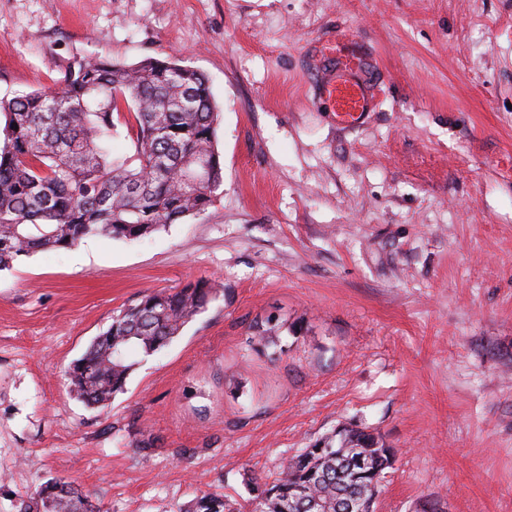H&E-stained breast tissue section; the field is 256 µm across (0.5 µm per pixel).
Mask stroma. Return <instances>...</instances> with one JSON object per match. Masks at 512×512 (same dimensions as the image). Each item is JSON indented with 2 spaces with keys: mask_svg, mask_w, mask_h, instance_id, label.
<instances>
[{
  "mask_svg": "<svg viewBox=\"0 0 512 512\" xmlns=\"http://www.w3.org/2000/svg\"><path fill=\"white\" fill-rule=\"evenodd\" d=\"M89 56L202 72L224 186L0 272V512L51 479L101 512L243 501L347 423L396 452L375 512H512V0H0V97ZM346 61L350 126L321 94ZM197 279L223 298L108 406L73 397L113 314Z\"/></svg>",
  "mask_w": 512,
  "mask_h": 512,
  "instance_id": "obj_1",
  "label": "stroma"
}]
</instances>
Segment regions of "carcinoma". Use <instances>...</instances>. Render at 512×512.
<instances>
[{"label":"carcinoma","instance_id":"cac0c4a2","mask_svg":"<svg viewBox=\"0 0 512 512\" xmlns=\"http://www.w3.org/2000/svg\"><path fill=\"white\" fill-rule=\"evenodd\" d=\"M0 115V271L88 237L148 238L205 212L224 186L221 112L208 80L170 58L73 60L61 87L1 97ZM121 139L130 146L118 152ZM222 293L199 279L120 310L71 364V392L87 406L106 405L141 361ZM279 330L270 317L254 327L262 346ZM394 457L367 427L349 424L301 449L250 500L207 492L188 512H358L356 503L371 512ZM47 487L29 496L23 512H100L69 482L48 506Z\"/></svg>","mask_w":512,"mask_h":512}]
</instances>
